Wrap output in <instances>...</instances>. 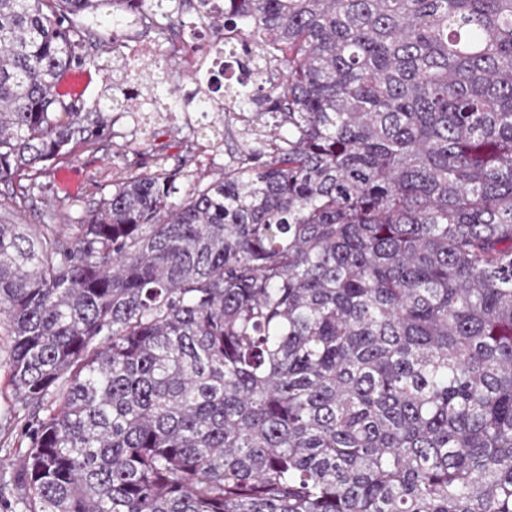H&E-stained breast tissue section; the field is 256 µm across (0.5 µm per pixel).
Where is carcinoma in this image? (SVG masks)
I'll use <instances>...</instances> for the list:
<instances>
[{"mask_svg":"<svg viewBox=\"0 0 512 512\" xmlns=\"http://www.w3.org/2000/svg\"><path fill=\"white\" fill-rule=\"evenodd\" d=\"M103 8L237 35L249 145L0 221L22 512H512V0H0L14 215L108 124L56 91Z\"/></svg>","mask_w":512,"mask_h":512,"instance_id":"carcinoma-1","label":"carcinoma"}]
</instances>
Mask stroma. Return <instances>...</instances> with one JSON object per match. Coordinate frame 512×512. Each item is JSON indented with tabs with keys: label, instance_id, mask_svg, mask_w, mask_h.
I'll return each mask as SVG.
<instances>
[{
	"label": "stroma",
	"instance_id": "obj_1",
	"mask_svg": "<svg viewBox=\"0 0 512 512\" xmlns=\"http://www.w3.org/2000/svg\"><path fill=\"white\" fill-rule=\"evenodd\" d=\"M89 29L94 37L90 50L92 63L85 69L91 81L75 104L84 112H104L111 120L106 134L94 143L77 146L70 159L49 167L33 190L35 207L21 213L23 223L39 226L55 219L59 224L81 223L88 212L112 191L113 181L124 168L122 145L131 143L144 153L159 154L167 167H174L183 153V137L189 123L195 122L193 107H180L174 114L157 111L153 102L164 95V81H177L187 92L196 83L189 69L173 62L166 53L153 61L130 67L122 51L113 49L112 12L102 9L91 18ZM137 86L141 96L137 113L126 108L121 91ZM236 134H225L223 123L205 129L198 136L201 164L197 179L209 181L223 172L230 160V146L236 145ZM45 410H27L18 406L0 366V512H18L17 467L29 446L27 428L34 419L45 418Z\"/></svg>",
	"mask_w": 512,
	"mask_h": 512
}]
</instances>
